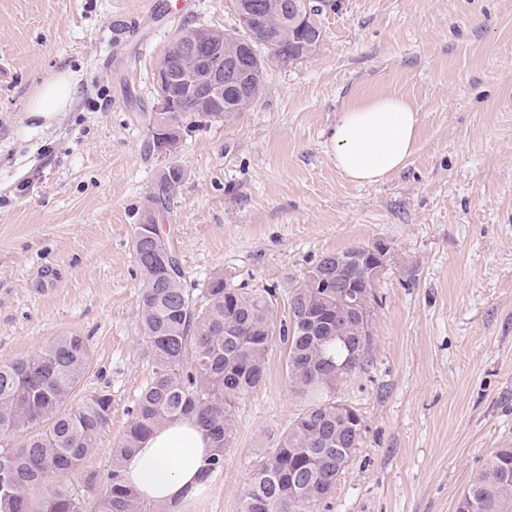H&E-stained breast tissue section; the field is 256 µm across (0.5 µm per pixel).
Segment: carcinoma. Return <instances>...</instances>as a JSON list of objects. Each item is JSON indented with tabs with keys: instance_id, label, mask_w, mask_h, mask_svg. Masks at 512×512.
I'll return each mask as SVG.
<instances>
[{
	"instance_id": "cac0c4a2",
	"label": "carcinoma",
	"mask_w": 512,
	"mask_h": 512,
	"mask_svg": "<svg viewBox=\"0 0 512 512\" xmlns=\"http://www.w3.org/2000/svg\"><path fill=\"white\" fill-rule=\"evenodd\" d=\"M288 18L307 12L318 16L317 0H284ZM284 24L269 16L259 32V56L271 62L300 53L307 38L292 32L276 35ZM180 98L172 125L192 128L195 118L229 121L244 107L201 113L194 101ZM166 172L147 197L143 216L165 208L175 191ZM132 251L141 280L140 330L155 366L139 395L124 437L113 452L112 475L93 512H147L123 482L120 464L137 451L141 439L164 423L192 417L211 440L213 453L205 472L212 478L224 469V451L232 434L239 401L264 382L272 344L286 350V375L294 391L309 400L307 410L280 441L253 465L242 496L241 512H313L327 498L358 448L362 422L351 407L327 398L338 382L360 368L372 342V327H363L348 304L345 288L336 287V264L317 262L305 279L288 289V319H278L276 293H249L211 277L199 303L171 278L158 256L176 255L171 243L133 235ZM90 363L85 339L62 336L40 352L0 362V512H85L80 499L54 490L34 509L31 494L52 475L78 468L108 426L112 395L98 391L74 401ZM457 512H512V446L495 449L469 484Z\"/></svg>"
}]
</instances>
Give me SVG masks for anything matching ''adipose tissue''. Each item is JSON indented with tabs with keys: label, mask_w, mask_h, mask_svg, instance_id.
Returning <instances> with one entry per match:
<instances>
[{
	"label": "adipose tissue",
	"mask_w": 512,
	"mask_h": 512,
	"mask_svg": "<svg viewBox=\"0 0 512 512\" xmlns=\"http://www.w3.org/2000/svg\"><path fill=\"white\" fill-rule=\"evenodd\" d=\"M78 93L75 73L57 72L32 97L28 110L51 118L69 109ZM418 126L417 110L399 96L386 95L347 108L331 134L337 170L359 185L383 181L408 164L417 149ZM211 452L210 440L193 420L168 422L123 460L122 478L145 503L176 512L203 490V467Z\"/></svg>",
	"instance_id": "1"
}]
</instances>
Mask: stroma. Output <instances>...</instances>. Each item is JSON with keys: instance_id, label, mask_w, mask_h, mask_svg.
Returning a JSON list of instances; mask_svg holds the SVG:
<instances>
[{"instance_id": "1", "label": "stroma", "mask_w": 512, "mask_h": 512, "mask_svg": "<svg viewBox=\"0 0 512 512\" xmlns=\"http://www.w3.org/2000/svg\"><path fill=\"white\" fill-rule=\"evenodd\" d=\"M159 3L152 15L144 0H0V361L79 335L77 397L112 395L96 447L57 484L98 500L152 377L132 237L174 163L186 176L159 224L191 292L217 274L272 289L284 320L289 288L324 254L388 246L366 361L330 392L359 414L362 442L315 512H455L512 443V0H335L307 60L269 65L259 101L198 119L172 158L152 147L156 64L184 26L237 19L228 0L176 15ZM64 69L80 78L73 107L31 115ZM385 95L417 108V150L384 181L351 183L331 132ZM307 405L274 343L235 408L223 471L179 512H240L252 466Z\"/></svg>"}]
</instances>
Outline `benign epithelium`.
<instances>
[{"label": "benign epithelium", "instance_id": "1", "mask_svg": "<svg viewBox=\"0 0 512 512\" xmlns=\"http://www.w3.org/2000/svg\"><path fill=\"white\" fill-rule=\"evenodd\" d=\"M265 0H252L237 11L238 29L224 32L208 26H194L180 30L170 47L159 60L154 72L157 95L158 128L154 132L157 151L168 154L167 140L171 131L169 113L178 111L173 87L178 84L193 99L205 107L224 111V92L235 89L234 97L249 95L246 79L251 71L255 47L249 35L262 22ZM188 59L192 66L184 71L172 64V58Z\"/></svg>", "mask_w": 512, "mask_h": 512}]
</instances>
